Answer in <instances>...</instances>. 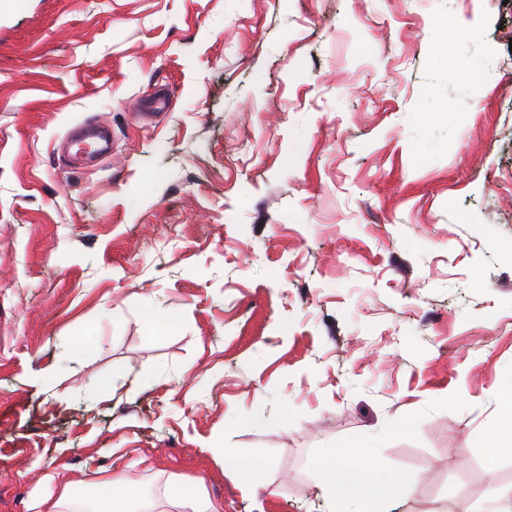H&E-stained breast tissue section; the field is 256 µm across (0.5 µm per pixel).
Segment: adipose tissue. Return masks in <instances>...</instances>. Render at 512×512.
<instances>
[{
	"label": "adipose tissue",
	"instance_id": "adipose-tissue-1",
	"mask_svg": "<svg viewBox=\"0 0 512 512\" xmlns=\"http://www.w3.org/2000/svg\"><path fill=\"white\" fill-rule=\"evenodd\" d=\"M319 483L332 504L355 503L359 512H385L386 505L402 494V487L390 483L373 465L368 450L356 449L334 455L321 469ZM99 512H155L156 503L139 506L127 494L125 479L118 474L97 481Z\"/></svg>",
	"mask_w": 512,
	"mask_h": 512
}]
</instances>
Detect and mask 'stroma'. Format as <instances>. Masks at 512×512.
<instances>
[{
  "instance_id": "35a3bbf8",
  "label": "stroma",
  "mask_w": 512,
  "mask_h": 512,
  "mask_svg": "<svg viewBox=\"0 0 512 512\" xmlns=\"http://www.w3.org/2000/svg\"><path fill=\"white\" fill-rule=\"evenodd\" d=\"M511 380L512 0L0 7V512L115 473L330 512L368 439L387 512L483 505Z\"/></svg>"
}]
</instances>
